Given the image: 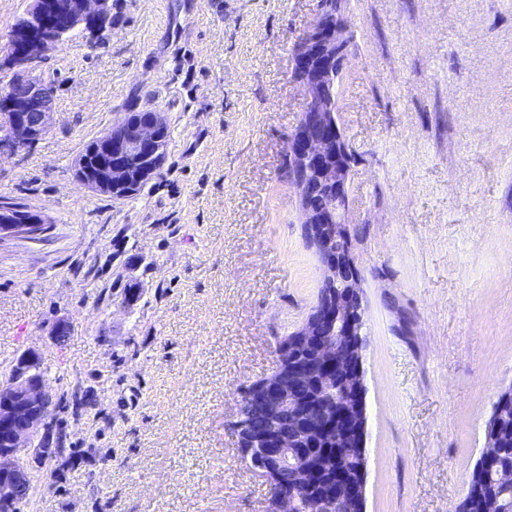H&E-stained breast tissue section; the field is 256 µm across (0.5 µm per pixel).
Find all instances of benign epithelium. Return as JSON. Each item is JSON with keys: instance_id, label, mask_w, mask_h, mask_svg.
<instances>
[{"instance_id": "benign-epithelium-1", "label": "benign epithelium", "mask_w": 512, "mask_h": 512, "mask_svg": "<svg viewBox=\"0 0 512 512\" xmlns=\"http://www.w3.org/2000/svg\"><path fill=\"white\" fill-rule=\"evenodd\" d=\"M318 0L317 19L293 55V73L306 94V107L288 137V174L300 203L305 236L322 267V287L304 325L279 344L277 366L243 396L249 422L234 423L238 448L269 485L281 488L273 512H298L295 486L316 501L342 502L348 512H364V477L354 480L341 469L322 467V448L344 441L363 448L365 434L362 329L366 308L362 276L346 227L351 152L337 124L333 88L348 59L346 21ZM111 17L109 0H30L8 45L9 87L0 92V154H16L50 129L53 98L47 95L40 66L65 36L83 27L99 36ZM169 129L155 111L127 115L82 153L77 178L88 188L116 199L132 194V178L152 179L161 170ZM324 190L331 207L307 203ZM44 223L38 212L0 207V235L35 233ZM347 394L335 396L337 378ZM52 399L30 352L0 383V501L21 498L30 485L23 455L36 451L44 460L50 447Z\"/></svg>"}]
</instances>
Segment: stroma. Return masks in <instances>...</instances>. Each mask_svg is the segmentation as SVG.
<instances>
[{"mask_svg": "<svg viewBox=\"0 0 512 512\" xmlns=\"http://www.w3.org/2000/svg\"><path fill=\"white\" fill-rule=\"evenodd\" d=\"M316 0H112L99 45L42 64L49 132L0 157L42 212L0 239V381L35 351L66 450L22 512H270L234 423L306 320L320 264L286 141ZM337 122L366 323V512H455L512 389V0H347ZM169 126L160 173L116 200L76 178L128 113ZM71 324L64 343L59 320Z\"/></svg>", "mask_w": 512, "mask_h": 512, "instance_id": "stroma-1", "label": "stroma"}]
</instances>
